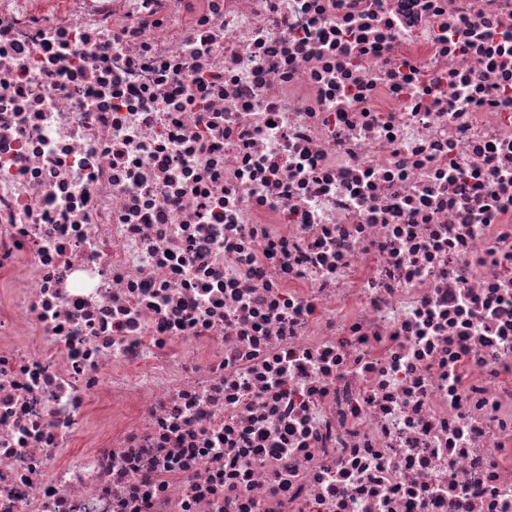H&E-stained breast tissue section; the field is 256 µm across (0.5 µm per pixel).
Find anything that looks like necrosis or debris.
I'll list each match as a JSON object with an SVG mask.
<instances>
[{"mask_svg":"<svg viewBox=\"0 0 512 512\" xmlns=\"http://www.w3.org/2000/svg\"><path fill=\"white\" fill-rule=\"evenodd\" d=\"M0 512H512V0H0Z\"/></svg>","mask_w":512,"mask_h":512,"instance_id":"obj_1","label":"necrosis or debris"}]
</instances>
